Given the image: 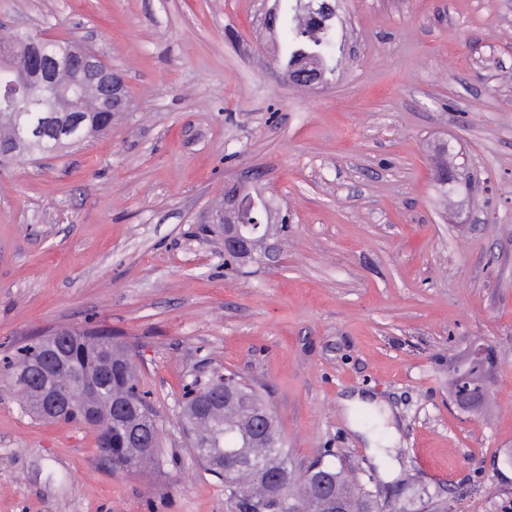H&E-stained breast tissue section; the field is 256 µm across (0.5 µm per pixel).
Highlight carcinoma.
I'll return each instance as SVG.
<instances>
[{"mask_svg": "<svg viewBox=\"0 0 512 512\" xmlns=\"http://www.w3.org/2000/svg\"><path fill=\"white\" fill-rule=\"evenodd\" d=\"M308 0H275L273 10L284 4V18L279 26L287 35L281 65L284 71L298 66L312 56L321 61V77L336 70L342 56L336 43V13H323L324 0H314L316 9L305 7ZM14 114L0 111V166L10 162L7 148L14 145ZM67 142L52 139L35 144L30 158L37 160L56 153ZM246 198L241 218L252 224L270 219L273 208L265 200L261 210L252 207L251 198L259 192L243 190ZM68 340L62 348L84 374L98 377L99 390L77 393L72 409L59 420L89 427L97 432V453L101 462L117 475H137L159 470L164 464L157 454L162 434V420L150 400V393L140 388L137 365L131 348L101 325L63 329ZM40 345L31 342L16 347L0 368V374L13 378L12 369L29 359H39ZM224 385L231 394H213L207 382L193 379L185 388L197 395L182 408V432L195 460L207 471L224 478L236 500L238 512H266L279 496L285 512H329L336 503L342 512H379V506L364 483L342 467L322 461L298 474L288 466V450L281 435L273 407L255 386L240 383L228 373ZM136 399L141 407L124 417L112 413V405ZM267 412L259 421L257 409ZM112 431V447L104 446L103 432Z\"/></svg>", "mask_w": 512, "mask_h": 512, "instance_id": "carcinoma-1", "label": "carcinoma"}]
</instances>
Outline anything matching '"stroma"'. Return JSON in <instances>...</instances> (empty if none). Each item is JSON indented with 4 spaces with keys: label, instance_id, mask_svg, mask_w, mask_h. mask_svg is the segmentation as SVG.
Returning <instances> with one entry per match:
<instances>
[{
    "label": "stroma",
    "instance_id": "35a3bbf8",
    "mask_svg": "<svg viewBox=\"0 0 512 512\" xmlns=\"http://www.w3.org/2000/svg\"><path fill=\"white\" fill-rule=\"evenodd\" d=\"M272 4L0 0V23L83 41L131 96L111 132L0 168V355L110 327L167 459L114 474L93 430L35 421L0 377V512H236L181 431L183 384L215 370L270 393L294 469L350 464L381 512H512V0H339L352 53L300 91ZM247 171L288 230L228 266L208 219ZM474 341L494 363L470 412L448 371ZM355 392L395 417L392 482L340 405Z\"/></svg>",
    "mask_w": 512,
    "mask_h": 512
}]
</instances>
